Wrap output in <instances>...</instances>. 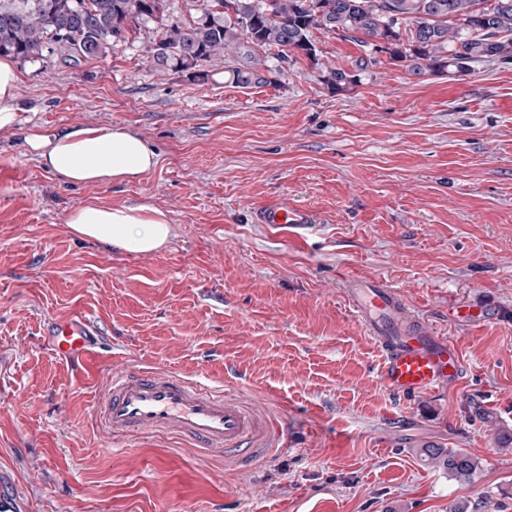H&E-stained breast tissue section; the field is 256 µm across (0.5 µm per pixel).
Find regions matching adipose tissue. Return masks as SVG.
<instances>
[{
  "instance_id": "ef3b65f1",
  "label": "adipose tissue",
  "mask_w": 512,
  "mask_h": 512,
  "mask_svg": "<svg viewBox=\"0 0 512 512\" xmlns=\"http://www.w3.org/2000/svg\"><path fill=\"white\" fill-rule=\"evenodd\" d=\"M15 62L0 58V130L24 129V141L42 168L69 185L103 186L141 180L157 164L154 148L140 135L89 124L25 126ZM64 222L76 236L129 254H152L167 245L174 227L167 212L145 204L106 205L86 201L72 207Z\"/></svg>"
}]
</instances>
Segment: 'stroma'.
Returning a JSON list of instances; mask_svg holds the SVG:
<instances>
[{"instance_id":"1","label":"stroma","mask_w":512,"mask_h":512,"mask_svg":"<svg viewBox=\"0 0 512 512\" xmlns=\"http://www.w3.org/2000/svg\"><path fill=\"white\" fill-rule=\"evenodd\" d=\"M135 41L72 68L19 63L30 123L122 127L155 169L133 184L69 186L0 131V478L28 512H512V63L410 74L388 54L317 30L322 60H364L341 90L305 57L241 86L158 73ZM96 198L169 213L175 235L133 255L74 236ZM308 208V232L255 223L263 204ZM380 279L460 349L457 386L407 401L344 281ZM490 303L465 328L452 305ZM86 316L109 353L223 385L280 418L288 446L242 461L177 439L102 435L104 362L55 354V320ZM469 453L473 485L422 461Z\"/></svg>"}]
</instances>
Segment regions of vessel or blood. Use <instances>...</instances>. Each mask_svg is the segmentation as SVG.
<instances>
[{"label":"vessel or blood","mask_w":512,"mask_h":512,"mask_svg":"<svg viewBox=\"0 0 512 512\" xmlns=\"http://www.w3.org/2000/svg\"><path fill=\"white\" fill-rule=\"evenodd\" d=\"M255 220L304 230L312 216L283 199L257 210ZM347 302L382 354L377 376L390 395L433 394L458 383V346L437 335L393 287L381 280H355ZM51 334L56 351L77 367L102 348L95 324L84 316L52 323ZM93 414L99 430L112 438L177 434L189 438L200 452L231 458H252L286 442L278 420L227 389L131 363L108 366L104 393L94 403Z\"/></svg>","instance_id":"vessel-or-blood-1"}]
</instances>
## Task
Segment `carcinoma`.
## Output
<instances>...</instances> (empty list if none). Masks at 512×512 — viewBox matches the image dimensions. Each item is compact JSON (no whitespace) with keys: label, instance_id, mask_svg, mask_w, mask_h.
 Returning a JSON list of instances; mask_svg holds the SVG:
<instances>
[{"label":"carcinoma","instance_id":"cac0c4a2","mask_svg":"<svg viewBox=\"0 0 512 512\" xmlns=\"http://www.w3.org/2000/svg\"><path fill=\"white\" fill-rule=\"evenodd\" d=\"M167 0H0V56L70 67L129 41L156 22L143 59L155 70L190 72L224 61L241 85L261 82L269 59L300 54L319 64L313 31L353 40L418 75L448 69L468 75L482 62L512 61V0H202L196 19L164 15ZM326 86L351 82L349 72L323 67ZM422 455L460 483L476 481L478 463L460 448L426 446Z\"/></svg>","mask_w":512,"mask_h":512}]
</instances>
